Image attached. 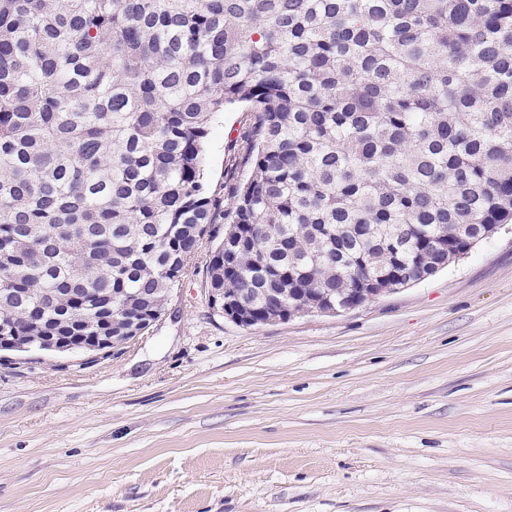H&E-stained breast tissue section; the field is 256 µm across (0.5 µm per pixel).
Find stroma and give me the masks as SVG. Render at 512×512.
<instances>
[{"instance_id":"stroma-1","label":"stroma","mask_w":512,"mask_h":512,"mask_svg":"<svg viewBox=\"0 0 512 512\" xmlns=\"http://www.w3.org/2000/svg\"><path fill=\"white\" fill-rule=\"evenodd\" d=\"M250 116L213 121L221 204ZM203 242L119 351L0 354V512H512V224L336 316L243 327Z\"/></svg>"}]
</instances>
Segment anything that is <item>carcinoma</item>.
<instances>
[{
  "label": "carcinoma",
  "mask_w": 512,
  "mask_h": 512,
  "mask_svg": "<svg viewBox=\"0 0 512 512\" xmlns=\"http://www.w3.org/2000/svg\"><path fill=\"white\" fill-rule=\"evenodd\" d=\"M242 107L249 172L209 288L252 325L356 308L512 224V0H0V289L86 288L84 330L161 307L215 236L205 172ZM57 305L0 292L32 345Z\"/></svg>",
  "instance_id": "1"
}]
</instances>
